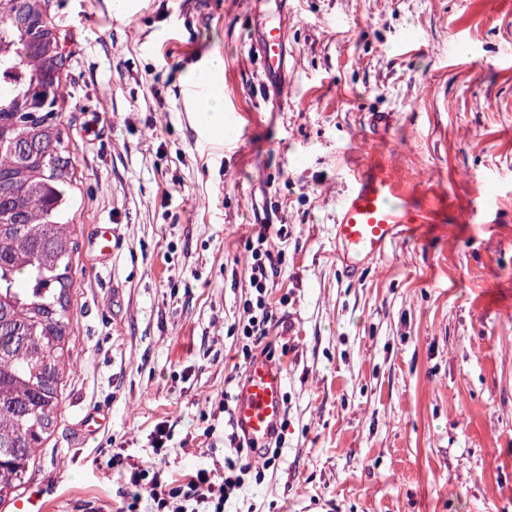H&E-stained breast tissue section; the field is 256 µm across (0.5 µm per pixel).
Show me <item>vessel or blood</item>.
<instances>
[{"label":"vessel or blood","mask_w":512,"mask_h":512,"mask_svg":"<svg viewBox=\"0 0 512 512\" xmlns=\"http://www.w3.org/2000/svg\"><path fill=\"white\" fill-rule=\"evenodd\" d=\"M287 37L284 17L265 24L258 42L265 73L282 71ZM430 220L415 196L387 173L373 170L355 174L337 203L336 257L349 276H356L365 263L385 257L402 233ZM284 387L280 367L260 355L248 364L235 388L233 425L256 447L265 446L280 428L286 415Z\"/></svg>","instance_id":"1"}]
</instances>
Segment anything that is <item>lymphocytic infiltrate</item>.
<instances>
[{"mask_svg": "<svg viewBox=\"0 0 512 512\" xmlns=\"http://www.w3.org/2000/svg\"><path fill=\"white\" fill-rule=\"evenodd\" d=\"M246 247L250 296L232 333L240 340L243 358L248 361L256 352H271L263 340L277 318V307L268 285L278 274L282 257L273 253L264 229L248 240ZM169 439L161 423L152 433L151 455L133 459L125 457L122 449H113V461L126 465L125 489L115 512H140L144 502L149 503L150 512H225L228 502L245 488V477L252 468V445L237 432H229L222 466L177 475L164 459Z\"/></svg>", "mask_w": 512, "mask_h": 512, "instance_id": "lymphocytic-infiltrate-1", "label": "lymphocytic infiltrate"}]
</instances>
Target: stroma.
Masks as SVG:
<instances>
[{
    "instance_id": "35a3bbf8",
    "label": "stroma",
    "mask_w": 512,
    "mask_h": 512,
    "mask_svg": "<svg viewBox=\"0 0 512 512\" xmlns=\"http://www.w3.org/2000/svg\"><path fill=\"white\" fill-rule=\"evenodd\" d=\"M278 11L285 66L267 75L255 42ZM47 16L77 242L73 369L33 471L47 512L111 505L110 445L146 455L160 422L175 473L222 464L229 330L267 222L284 227L283 447L232 512H512V0H49ZM214 56L229 140L194 123ZM374 168L432 221L352 280L336 203Z\"/></svg>"
}]
</instances>
